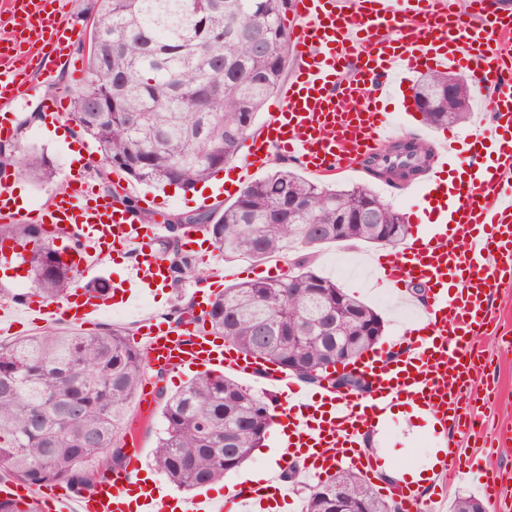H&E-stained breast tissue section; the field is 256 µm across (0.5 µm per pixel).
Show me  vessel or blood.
<instances>
[{
    "label": "vessel or blood",
    "mask_w": 512,
    "mask_h": 512,
    "mask_svg": "<svg viewBox=\"0 0 512 512\" xmlns=\"http://www.w3.org/2000/svg\"><path fill=\"white\" fill-rule=\"evenodd\" d=\"M292 13L289 39L297 70L262 132L248 138L242 156L227 164L221 194L235 195L275 150L326 176L400 140L413 116L403 85L423 68L456 67L476 91L493 89L489 111L500 138L497 153L485 154L480 131L471 134L467 148L454 141L442 144L419 188L432 217L428 232L410 236L395 255L378 257L380 283L396 288L416 281L427 286L429 296L399 337L396 358L380 350L355 362L354 371L370 382L367 396L333 387L312 392L287 372L260 366L216 336L185 324L147 319L140 337L155 368L261 372L267 394L277 400L280 468L297 465L319 478L345 465L367 474L372 470L367 436L396 404L416 406L442 429L474 427L468 394L472 362L481 355L480 336L495 321L491 295L512 277V82L499 69L504 48L512 44V14L469 13L457 0H292ZM0 15L13 30L0 39V138L6 140L14 127L5 109L27 93L26 69L49 73L72 65L70 46L79 31L66 18L63 0H0ZM385 95L397 98L398 111L378 108ZM458 155L464 169L451 184L443 173L449 157ZM92 165L85 160L71 174L72 193L52 196L37 211H22L10 185L0 182V222L72 228L79 242L72 253L76 263L93 268L113 248L136 249L135 264L110 297L98 301L79 294L63 305H31L27 314L33 322L86 323L105 308L137 302L168 283V262L155 249L163 225L142 224L138 214L105 198H90L86 173ZM448 209L452 223H437ZM462 473L498 512L506 487L477 454L449 449L436 461L431 480L443 488ZM136 475L130 464L92 491L60 490L51 499V512H264L268 500L267 485L244 482L227 489L219 502L202 494L178 498L144 485L130 503L125 492ZM394 494L402 512H440L436 500L422 499L408 485H395Z\"/></svg>",
    "instance_id": "obj_1"
}]
</instances>
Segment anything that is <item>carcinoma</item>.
I'll return each mask as SVG.
<instances>
[{
	"label": "carcinoma",
	"instance_id": "cac0c4a2",
	"mask_svg": "<svg viewBox=\"0 0 512 512\" xmlns=\"http://www.w3.org/2000/svg\"><path fill=\"white\" fill-rule=\"evenodd\" d=\"M290 0H95L88 42H79L85 77L72 89L71 119L97 144L102 162L138 183L184 192L234 159L264 101L279 86L288 54ZM454 72L432 71L414 98L435 126L466 122L471 97L450 96ZM224 94L209 98L206 85ZM390 159L364 162L395 187L428 165V145L400 140ZM15 166L41 184L52 161L35 149L0 144V169ZM203 232L220 256L266 263L287 259L288 272L224 289L203 321L211 333L254 359L313 384L330 381L363 391L348 365L381 339L379 314L319 274L314 254L326 245L362 242L398 249L411 233L405 214L365 185L333 187L286 166L248 184L230 205L178 213L159 241L170 286L194 272L180 251V232ZM40 224L1 223L0 245H33L24 277L28 296L53 303L80 274ZM150 370L147 353L116 330L82 336L46 332L0 342V469L28 484L92 489L97 476L125 459L127 409ZM162 427L156 468L183 490L221 482L263 447L272 421L268 398L224 375H199L180 391L159 390ZM343 498H336V487ZM473 496L451 512H476ZM304 512H399L359 472L345 469L306 486Z\"/></svg>",
	"mask_w": 512,
	"mask_h": 512
}]
</instances>
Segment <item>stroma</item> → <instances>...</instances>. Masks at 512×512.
I'll return each mask as SVG.
<instances>
[{
	"label": "stroma",
	"mask_w": 512,
	"mask_h": 512,
	"mask_svg": "<svg viewBox=\"0 0 512 512\" xmlns=\"http://www.w3.org/2000/svg\"><path fill=\"white\" fill-rule=\"evenodd\" d=\"M30 82V95L16 101L11 108L15 118V138L21 146L43 151L55 168L54 181L46 186L22 175L16 169H9V183L13 191L23 193L26 206L31 209L44 204L53 193L69 191L68 173L74 163L73 148H81L84 154L92 156L96 155L97 149L93 140L82 135L71 119L56 123L50 121L42 110L41 102L47 97H69L70 89L75 84L70 69L64 65L59 66L49 77L34 71L30 74ZM481 115L480 108H473L472 121L447 127H430L418 119L412 126V133L436 147L450 139L464 141L471 132L478 129L485 136H492L491 125H478L477 120ZM334 180L343 185H370L387 202L409 216L413 215L420 204L417 193L372 179L363 169L355 174L348 171L335 174ZM110 182L120 183L125 193L134 196L136 200H149L150 213L165 216L195 210L196 200L200 195L196 189L184 192L171 186L158 189L142 185L129 178L109 173L102 162L96 161L89 181L90 187L94 192L100 193ZM345 249L339 244L324 246L315 259L314 267L319 274L336 278L344 291L369 304L381 314L385 321V334L381 344L389 346L406 327L410 310L403 305L399 291L375 284L366 274L368 266L375 264L380 255V247L365 243L351 245L346 250L357 258L360 270L346 277H336L331 258ZM193 303L194 298L189 288L183 287L177 291L168 288L149 297L138 308L108 312L105 317L91 324H74L60 320L52 322L48 327L84 335H94L114 328L134 340L139 336L142 320L152 318L160 322L169 321L175 317V308L189 307ZM491 306L500 330L496 336L481 340L484 357L474 379L485 401L477 405L474 413L478 422L487 424L489 430H492V437L485 440L468 439L453 430L444 435L440 434L434 425L422 420L413 421L408 417L406 407L400 405L393 408L390 418L368 436V446L374 459H388L392 466L398 468L423 469L430 464L434 448L471 447L476 450L487 468L501 474L504 483L512 486V437L502 441L496 437L497 432L502 429L512 430V283H504L495 288ZM48 327L29 323L20 328L18 334L0 333V342H12L17 336H37Z\"/></svg>",
	"instance_id": "stroma-1"
}]
</instances>
